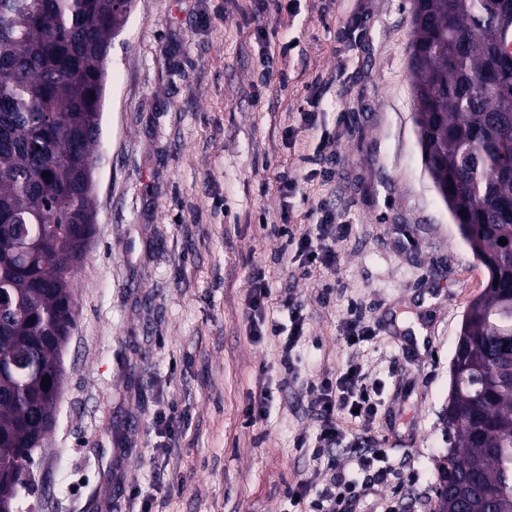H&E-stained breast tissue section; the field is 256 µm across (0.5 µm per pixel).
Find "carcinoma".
Masks as SVG:
<instances>
[{
	"instance_id": "cac0c4a2",
	"label": "carcinoma",
	"mask_w": 512,
	"mask_h": 512,
	"mask_svg": "<svg viewBox=\"0 0 512 512\" xmlns=\"http://www.w3.org/2000/svg\"><path fill=\"white\" fill-rule=\"evenodd\" d=\"M133 2L0 0V214L41 244L0 251V366L26 367L0 373V512H23L32 451L55 423L71 282L94 234L79 180L97 162L106 61ZM411 22L422 160L485 270L445 423L470 479L440 512H512V0H411Z\"/></svg>"
}]
</instances>
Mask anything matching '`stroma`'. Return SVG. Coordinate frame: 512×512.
Segmentation results:
<instances>
[{
	"label": "stroma",
	"instance_id": "35a3bbf8",
	"mask_svg": "<svg viewBox=\"0 0 512 512\" xmlns=\"http://www.w3.org/2000/svg\"><path fill=\"white\" fill-rule=\"evenodd\" d=\"M411 40L410 0H135L112 41L95 236L33 512H289L298 482L369 480L343 448L332 468L297 448L317 384L353 359L378 391L363 436L390 469L356 512H433L451 360L485 272L424 169ZM285 42L261 82L263 50ZM280 173L297 182L285 199ZM321 205L343 229L335 265L308 271L293 239L317 234ZM256 267L272 298L304 305L291 366L276 338H251ZM352 320L375 334L355 352ZM171 413L187 431L163 448L154 423Z\"/></svg>",
	"mask_w": 512,
	"mask_h": 512
}]
</instances>
